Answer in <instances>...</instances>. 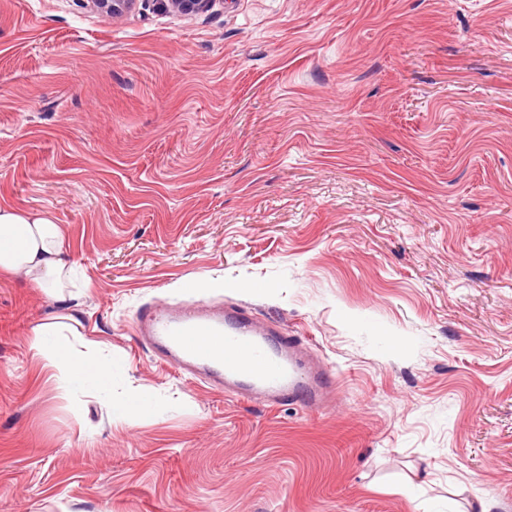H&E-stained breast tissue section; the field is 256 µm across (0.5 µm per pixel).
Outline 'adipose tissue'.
<instances>
[{
  "instance_id": "obj_1",
  "label": "adipose tissue",
  "mask_w": 512,
  "mask_h": 512,
  "mask_svg": "<svg viewBox=\"0 0 512 512\" xmlns=\"http://www.w3.org/2000/svg\"><path fill=\"white\" fill-rule=\"evenodd\" d=\"M22 274L33 286L47 292L65 288L73 277V267L63 248V233L51 212L0 205V273ZM78 336L75 327L38 324L30 331L32 349L42 355L49 368L72 381L91 380L99 392H108L110 376L96 368V377H87L92 361L77 356L73 345L47 346L49 336Z\"/></svg>"
}]
</instances>
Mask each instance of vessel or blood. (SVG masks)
Wrapping results in <instances>:
<instances>
[{
  "label": "vessel or blood",
  "instance_id": "1",
  "mask_svg": "<svg viewBox=\"0 0 512 512\" xmlns=\"http://www.w3.org/2000/svg\"><path fill=\"white\" fill-rule=\"evenodd\" d=\"M137 331L183 371H202L234 396H257L269 405L299 400L310 411L335 408L340 391L324 368L301 371V345L277 326L254 323L243 309L148 307Z\"/></svg>",
  "mask_w": 512,
  "mask_h": 512
}]
</instances>
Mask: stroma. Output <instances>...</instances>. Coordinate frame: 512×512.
Segmentation results:
<instances>
[{"mask_svg": "<svg viewBox=\"0 0 512 512\" xmlns=\"http://www.w3.org/2000/svg\"><path fill=\"white\" fill-rule=\"evenodd\" d=\"M0 204L80 295L0 275V512H512V0H0ZM154 302L279 323L341 403L179 373ZM69 313L109 394L29 348ZM91 9L106 17H115L129 11L136 0H85Z\"/></svg>", "mask_w": 512, "mask_h": 512, "instance_id": "obj_1", "label": "stroma"}]
</instances>
